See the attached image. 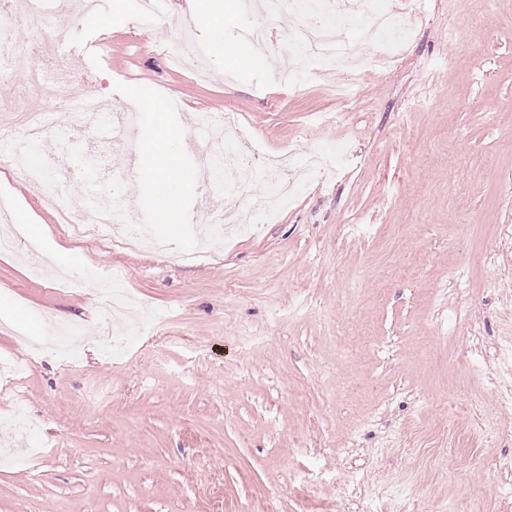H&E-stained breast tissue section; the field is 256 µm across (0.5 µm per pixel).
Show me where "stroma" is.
Segmentation results:
<instances>
[{"mask_svg":"<svg viewBox=\"0 0 512 512\" xmlns=\"http://www.w3.org/2000/svg\"><path fill=\"white\" fill-rule=\"evenodd\" d=\"M112 2L62 37L59 0H40L49 51L83 80L7 84L0 121L89 90L131 115L116 86L144 85L180 102L193 161L202 112L237 114L264 153L337 141L356 161L192 263L68 239L0 171V225L47 228L40 253H0V358L32 363L0 379V447L27 455L0 460V512H512V0H423L413 41L348 102L341 72L266 84L267 62L292 63V15L229 76L206 15L153 0L175 25L147 32L142 0ZM139 136L95 126L85 152L136 216ZM116 270L139 321L113 327L117 354L95 286ZM60 322L82 330L77 364L45 346Z\"/></svg>","mask_w":512,"mask_h":512,"instance_id":"1","label":"stroma"}]
</instances>
